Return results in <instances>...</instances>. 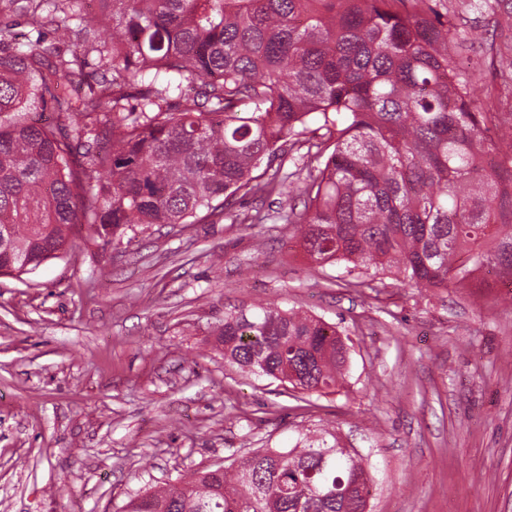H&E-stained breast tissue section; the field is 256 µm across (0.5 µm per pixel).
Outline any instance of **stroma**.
<instances>
[{
    "instance_id": "obj_1",
    "label": "stroma",
    "mask_w": 512,
    "mask_h": 512,
    "mask_svg": "<svg viewBox=\"0 0 512 512\" xmlns=\"http://www.w3.org/2000/svg\"><path fill=\"white\" fill-rule=\"evenodd\" d=\"M462 45L490 57L512 28ZM0 275V512H119L245 449L327 429L376 467L372 512H512V294L346 288L281 224L200 214ZM272 303L337 324L347 381L304 403L224 363L226 310Z\"/></svg>"
}]
</instances>
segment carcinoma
Returning a JSON list of instances; mask_svg holds the SVG:
<instances>
[{
	"instance_id": "cac0c4a2",
	"label": "carcinoma",
	"mask_w": 512,
	"mask_h": 512,
	"mask_svg": "<svg viewBox=\"0 0 512 512\" xmlns=\"http://www.w3.org/2000/svg\"><path fill=\"white\" fill-rule=\"evenodd\" d=\"M50 26L48 62L0 21V272L73 250L70 227L108 240L136 224H191L213 202L283 197L274 220L308 255L389 272L417 288H463L478 268L512 273L511 151L480 62L455 65L460 31L430 0H7ZM503 0H468L493 16ZM109 63L74 100L66 77ZM488 69L512 80V47ZM201 83L192 97L185 84ZM50 110L55 121L31 120ZM327 141L300 176L284 165L310 122ZM224 362L304 394L344 386L335 323L266 304L224 313ZM371 466L336 433L256 448L129 500L122 512H368Z\"/></svg>"
}]
</instances>
